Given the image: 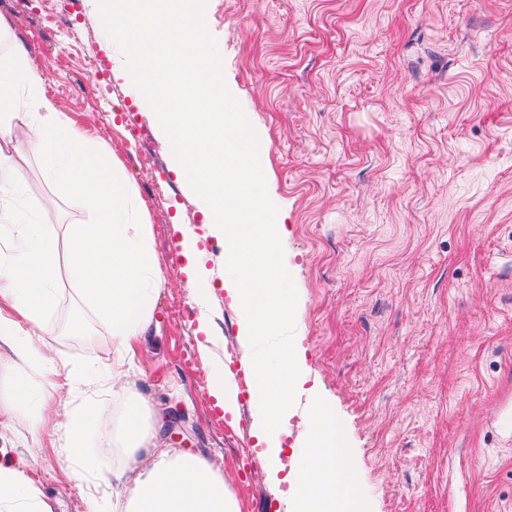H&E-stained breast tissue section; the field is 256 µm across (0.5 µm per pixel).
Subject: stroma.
Segmentation results:
<instances>
[{
    "label": "stroma",
    "instance_id": "1",
    "mask_svg": "<svg viewBox=\"0 0 512 512\" xmlns=\"http://www.w3.org/2000/svg\"><path fill=\"white\" fill-rule=\"evenodd\" d=\"M97 0H13L0 57L24 47L44 90L134 188L164 280L127 382L160 447L204 457L240 512H289L311 398L339 424L365 512H512V0H206L225 83L255 128L298 295L305 380L269 479L250 424L241 313L224 281V241L173 165ZM12 203L58 241L57 301L43 350L60 378L87 382L99 419L89 450L124 469L128 401L111 378L112 329L70 278V233L90 204L28 157ZM197 242L209 286L174 258ZM85 318V335L68 330ZM208 325L210 333L199 330ZM233 375L239 416L209 394ZM61 431L16 406L0 464L29 471L49 512H111L130 487L70 470Z\"/></svg>",
    "mask_w": 512,
    "mask_h": 512
}]
</instances>
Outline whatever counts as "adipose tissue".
Masks as SVG:
<instances>
[{
  "label": "adipose tissue",
  "mask_w": 512,
  "mask_h": 512,
  "mask_svg": "<svg viewBox=\"0 0 512 512\" xmlns=\"http://www.w3.org/2000/svg\"><path fill=\"white\" fill-rule=\"evenodd\" d=\"M42 72L16 68L0 59V122L14 129V151H0V197L18 180V159L32 152L42 157L52 179L90 203L94 219L72 233L69 274L84 303L104 314L112 326L116 353L112 379L129 376L132 356L146 335L161 288L150 239L143 225L132 223L129 185L103 165L100 153L72 128L51 99L41 95ZM30 92V111H19L16 83ZM11 243L0 253V347L16 358L11 400L35 408L33 430L56 416L59 386L48 374L53 361L40 346L45 315L54 306L58 270L55 237L41 224H22L0 210V240ZM98 418L96 402L81 405L68 418L59 449L79 470L95 469L86 432ZM124 450L128 461L148 454L150 463L132 479L130 497L115 504L114 512H240L221 476L200 457H183L158 447L142 403L130 404L124 418ZM350 468L343 437L320 400L307 414L305 450L293 483V512H360L351 493ZM17 512L38 504L36 488L19 467L0 466V502Z\"/></svg>",
  "instance_id": "1"
}]
</instances>
